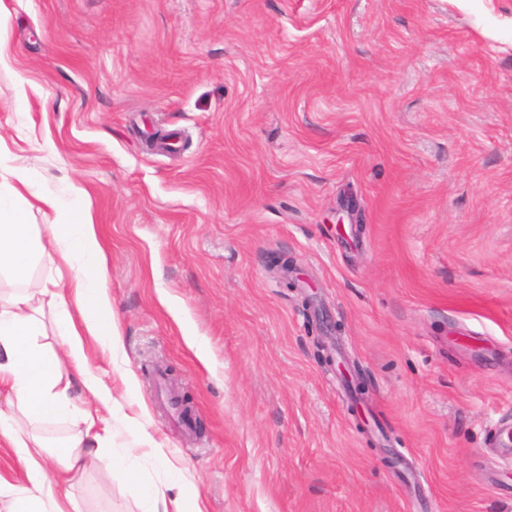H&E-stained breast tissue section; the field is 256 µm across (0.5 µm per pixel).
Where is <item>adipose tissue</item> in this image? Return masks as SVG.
<instances>
[{
    "label": "adipose tissue",
    "instance_id": "ef3b65f1",
    "mask_svg": "<svg viewBox=\"0 0 512 512\" xmlns=\"http://www.w3.org/2000/svg\"><path fill=\"white\" fill-rule=\"evenodd\" d=\"M13 176L14 183L0 184V282L10 286L0 291V396L5 399L0 443L11 448L23 474L16 483L0 484V498H7V512H67L75 478L113 446L111 419L76 411L74 389L83 387L107 410L118 407L102 374L89 366L85 340L94 338L114 357L120 338L90 211L45 196L41 202L56 212V219L42 228L27 223L21 190L31 179L19 170ZM50 249L75 269L74 278L67 283L50 278L43 287H30L34 268ZM47 305L60 319L53 346L42 341ZM74 411L80 414V429L54 445L18 423L22 415L48 423ZM112 470L121 481L140 488L144 512H206L199 490L185 483L180 472H173L166 488L152 487L129 451L114 455Z\"/></svg>",
    "mask_w": 512,
    "mask_h": 512
}]
</instances>
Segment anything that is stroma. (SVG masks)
Here are the masks:
<instances>
[{
	"instance_id": "stroma-1",
	"label": "stroma",
	"mask_w": 512,
	"mask_h": 512,
	"mask_svg": "<svg viewBox=\"0 0 512 512\" xmlns=\"http://www.w3.org/2000/svg\"><path fill=\"white\" fill-rule=\"evenodd\" d=\"M0 154L83 189L115 443L208 512H512V0H0ZM73 494L142 512L108 452Z\"/></svg>"
}]
</instances>
